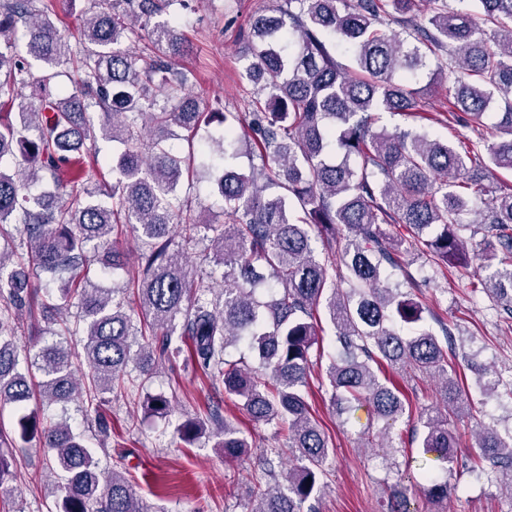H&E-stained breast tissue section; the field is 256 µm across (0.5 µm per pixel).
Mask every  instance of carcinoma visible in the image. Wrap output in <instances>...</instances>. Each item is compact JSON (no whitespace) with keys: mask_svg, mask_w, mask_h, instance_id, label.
I'll return each mask as SVG.
<instances>
[{"mask_svg":"<svg viewBox=\"0 0 512 512\" xmlns=\"http://www.w3.org/2000/svg\"><path fill=\"white\" fill-rule=\"evenodd\" d=\"M176 2L188 0H93L72 43L49 0H0V235L7 224L16 231L0 246V400L44 405L83 393L98 405L134 385L132 371L146 379L153 362L181 355L251 420L287 431L293 460L285 485L267 486L280 450H263L250 512H304L325 489L320 476L331 451L304 391L321 312L333 327L326 367L333 402L341 414L366 407L382 422L381 437L408 409L399 387L379 379L383 367L441 379L416 437L438 463L419 492L447 502L446 474L459 464L452 421L471 415V401L448 362L456 352L446 325L440 336L426 328L401 333L426 311L412 297L408 258L493 269L480 286L512 314V185L494 183L496 170L512 169V0H473L477 16L448 0H279L240 35L241 78L258 87L251 111L211 114L187 96L188 73L177 68L189 44L175 18H162ZM390 21L403 34H387ZM146 28L150 52L130 51ZM339 45L352 53L353 69L336 60ZM66 68L70 89L59 84ZM428 69L430 82L417 86ZM438 83L448 84L453 120L475 128L476 139L462 146L413 128H376L385 112L416 116ZM496 95L503 106L486 128L482 117ZM209 115L223 129L198 155L182 158L166 145L173 128L192 133ZM245 128L261 161L247 172L237 165ZM100 139L125 146L112 162V183L100 190L105 203L91 200L90 190L103 172L83 165ZM19 158L23 183L6 170ZM196 164L223 167L218 190L228 222L200 218L182 197ZM472 215L484 240L476 252L464 236ZM388 226L406 233L392 235ZM127 228L139 241L127 287L100 288L90 266L126 267L115 240ZM17 241L26 252H17ZM201 245L208 270L195 276L184 257ZM390 268L404 272L409 289L389 286ZM40 273L59 285L40 303L41 313L58 315L56 335L86 336L79 377L64 345L35 353L18 346L16 311ZM128 295L139 302L135 317L125 309ZM239 344L253 364L230 357ZM141 407L164 415L169 400L148 394ZM177 432L186 443L210 434L226 459L252 453L217 408ZM36 433L62 479L60 512H144L128 478L102 469L67 421L40 422L23 411L14 430L0 425V484L15 476L11 449ZM477 448L475 464H487L486 474L512 496V433L482 425ZM388 489V512H415L402 475Z\"/></svg>","mask_w":512,"mask_h":512,"instance_id":"cac0c4a2","label":"carcinoma"}]
</instances>
